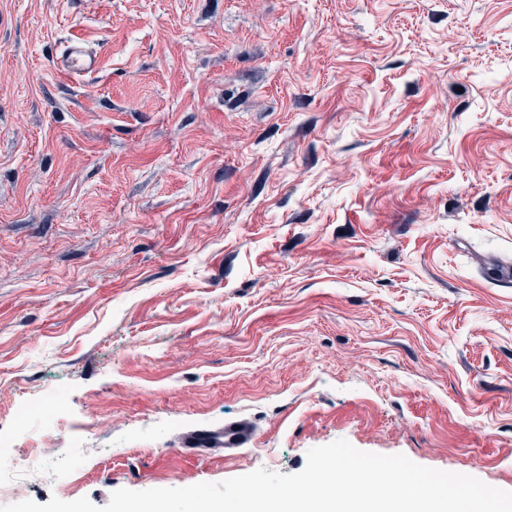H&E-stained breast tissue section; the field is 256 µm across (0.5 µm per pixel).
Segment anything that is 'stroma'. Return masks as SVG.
Here are the masks:
<instances>
[{"mask_svg":"<svg viewBox=\"0 0 512 512\" xmlns=\"http://www.w3.org/2000/svg\"><path fill=\"white\" fill-rule=\"evenodd\" d=\"M27 396L40 504L339 439L512 491V0H0L1 429ZM82 38L67 41L65 50L58 60L60 71L73 78H83L98 70V53ZM244 432L236 429L211 432L204 436H193L185 444L187 448L205 447L206 449L212 448H231L239 444L241 436Z\"/></svg>","mask_w":512,"mask_h":512,"instance_id":"1","label":"stroma"}]
</instances>
